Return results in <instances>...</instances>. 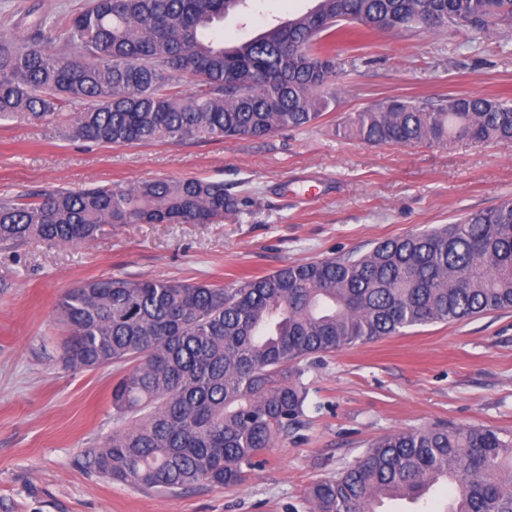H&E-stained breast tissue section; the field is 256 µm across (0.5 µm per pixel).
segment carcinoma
<instances>
[{
  "label": "carcinoma",
  "instance_id": "1",
  "mask_svg": "<svg viewBox=\"0 0 512 512\" xmlns=\"http://www.w3.org/2000/svg\"><path fill=\"white\" fill-rule=\"evenodd\" d=\"M252 0H93L66 23L73 53L0 36V122H54L99 144L263 138L335 111L330 40L367 32L512 24V0H315L227 46L217 24ZM185 78L195 91H177ZM365 144L512 141V99L463 93L392 98L345 121ZM238 200L221 182L156 178L0 199V246H79L120 225L218 224ZM512 309V197L452 224L348 256L292 263L230 285L102 277L57 304L65 367L112 365L115 428L79 464L109 481L176 491L241 483L304 413L305 362L437 323ZM439 484L441 512H512V432L492 426L398 431L306 492L308 512H378L388 492L415 504Z\"/></svg>",
  "mask_w": 512,
  "mask_h": 512
}]
</instances>
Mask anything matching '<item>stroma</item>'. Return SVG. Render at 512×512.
Instances as JSON below:
<instances>
[{"instance_id": "obj_1", "label": "stroma", "mask_w": 512, "mask_h": 512, "mask_svg": "<svg viewBox=\"0 0 512 512\" xmlns=\"http://www.w3.org/2000/svg\"><path fill=\"white\" fill-rule=\"evenodd\" d=\"M91 0H0V34L30 36ZM312 0H261L251 38ZM337 106L318 124L261 139L147 145L74 140L18 118L0 124V198L148 178L223 182L240 210L221 224H129L90 244L0 251V512H307L305 491L396 431L490 425L512 431V309L407 330L309 360L304 414L261 468L230 488L147 492L82 470L114 426L115 367L64 368L58 298L99 277L228 285L295 262L364 252L512 197V141L371 146L339 134L349 114L405 97L512 99V27L362 33L336 40Z\"/></svg>"}]
</instances>
